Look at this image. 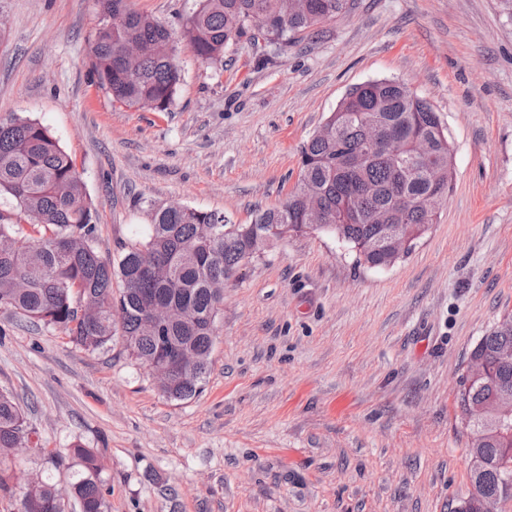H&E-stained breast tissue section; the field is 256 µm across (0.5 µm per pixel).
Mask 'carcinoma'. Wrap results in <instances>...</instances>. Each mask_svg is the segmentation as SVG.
Masks as SVG:
<instances>
[{"label":"carcinoma","mask_w":512,"mask_h":512,"mask_svg":"<svg viewBox=\"0 0 512 512\" xmlns=\"http://www.w3.org/2000/svg\"><path fill=\"white\" fill-rule=\"evenodd\" d=\"M98 23L90 38L92 65L112 98L153 112L169 109L181 82L178 44L189 47L207 65L224 67L226 49L246 39L280 51L351 8L350 0H197L179 36L151 15L139 13L129 0H96ZM142 48L140 79L131 82L124 50ZM399 135L391 148L372 153L357 166L347 157L364 148L365 129ZM326 135H313L300 150V178L280 206L260 212L252 224L223 234L230 220L221 211L185 206L171 210L152 205L146 237L124 248L118 264L103 260L96 249L95 207L75 162L52 132L38 121L0 117V238L15 249L0 254V306L31 323L61 329L88 352L108 349L119 339L142 366L191 350L196 362L162 394L174 401L195 396L210 371L216 340V317L224 281L253 257L258 233L286 236L312 230L305 208L317 197L329 233L355 252L359 265L384 267L393 225L423 236L437 220L428 202L443 204L452 190V152L448 134L433 106L393 79L372 80L350 88L325 121ZM431 141L435 170L414 158L415 140ZM121 289L114 292L112 280ZM158 299L182 311L180 321L151 330L146 303ZM512 347V319L492 327L473 346L471 359L488 364L487 376L459 391V405L494 408L504 392L512 394V366L496 354ZM496 414L470 424L469 447L481 449L483 466L470 479L484 492L512 496L505 476H512V419L499 428ZM29 432L15 398L0 392V495L12 494L11 468L5 461ZM68 453L80 470L67 492L37 474L22 487L17 512H66L74 499L80 512H108V488L99 456L76 445Z\"/></svg>","instance_id":"1"}]
</instances>
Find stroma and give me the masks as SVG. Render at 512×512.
<instances>
[{"label":"stroma","mask_w":512,"mask_h":512,"mask_svg":"<svg viewBox=\"0 0 512 512\" xmlns=\"http://www.w3.org/2000/svg\"><path fill=\"white\" fill-rule=\"evenodd\" d=\"M0 116L36 119L95 203L118 261L151 204L235 224L282 204L300 149L346 91L397 79L453 148L439 217L388 268L321 231L293 234L224 284L201 393L167 399L114 343L90 353L0 307V391L42 453L13 468L66 486L48 448L97 449L110 512H454L470 490L457 404L474 344L512 316V21L500 0H354L316 39L186 47L168 111L113 101L92 67L95 0H0Z\"/></svg>","instance_id":"obj_1"}]
</instances>
